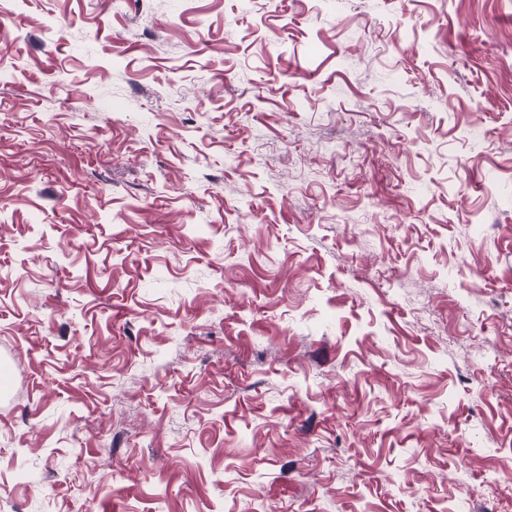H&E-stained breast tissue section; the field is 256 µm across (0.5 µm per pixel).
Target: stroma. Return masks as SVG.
<instances>
[{"label":"stroma","mask_w":512,"mask_h":512,"mask_svg":"<svg viewBox=\"0 0 512 512\" xmlns=\"http://www.w3.org/2000/svg\"><path fill=\"white\" fill-rule=\"evenodd\" d=\"M0 23V512H512V0Z\"/></svg>","instance_id":"stroma-1"}]
</instances>
